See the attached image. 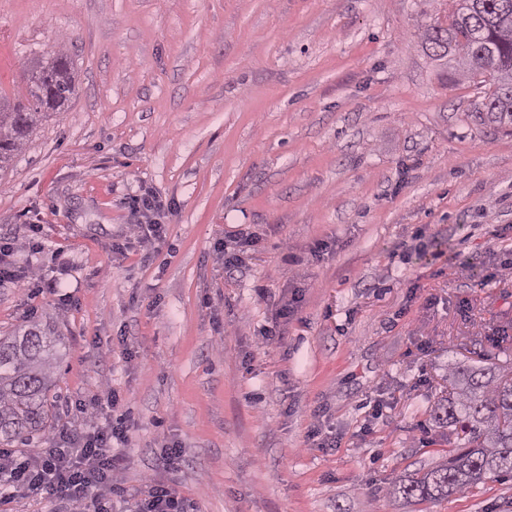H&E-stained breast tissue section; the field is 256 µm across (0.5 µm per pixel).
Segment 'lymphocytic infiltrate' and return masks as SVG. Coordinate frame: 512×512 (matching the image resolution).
Wrapping results in <instances>:
<instances>
[{
  "mask_svg": "<svg viewBox=\"0 0 512 512\" xmlns=\"http://www.w3.org/2000/svg\"><path fill=\"white\" fill-rule=\"evenodd\" d=\"M129 208L147 242L164 237L160 218L165 205L152 190L133 197ZM120 404L113 390L106 398L79 403L82 427L58 430L49 448L32 457L0 454V479L12 495L59 499L69 504L70 512H199L174 487L151 481L132 491L118 480L114 451L127 443L130 430L128 419L110 416Z\"/></svg>",
  "mask_w": 512,
  "mask_h": 512,
  "instance_id": "f902f5d3",
  "label": "lymphocytic infiltrate"
}]
</instances>
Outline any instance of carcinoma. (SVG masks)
Segmentation results:
<instances>
[{"label":"carcinoma","mask_w":512,"mask_h":512,"mask_svg":"<svg viewBox=\"0 0 512 512\" xmlns=\"http://www.w3.org/2000/svg\"><path fill=\"white\" fill-rule=\"evenodd\" d=\"M419 38L430 56L455 65L457 74L483 77L474 112L482 125L512 127V0H448L445 20ZM17 98L0 96V172L8 168L38 122L74 93L70 57L59 49L37 57L25 71ZM63 339L28 324L0 337V441L28 445L46 435L52 414V369ZM454 395L439 402L435 418L460 429L464 446L448 463L399 487L421 501L464 493L488 472L512 474V381L473 369L454 371Z\"/></svg>","instance_id":"carcinoma-1"}]
</instances>
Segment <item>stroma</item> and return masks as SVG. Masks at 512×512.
Masks as SVG:
<instances>
[{"label":"stroma","mask_w":512,"mask_h":512,"mask_svg":"<svg viewBox=\"0 0 512 512\" xmlns=\"http://www.w3.org/2000/svg\"><path fill=\"white\" fill-rule=\"evenodd\" d=\"M447 12L0 0V93L59 48L76 78L0 175V238L37 235L43 252L12 261L56 286L1 281L0 336L30 320L64 336L55 427L123 395L125 487L150 477L201 512H512L510 475L439 502L397 492L458 444L432 416L449 366H512V134L478 125L473 82L423 52ZM145 188L171 206L156 247L133 239ZM243 230L260 247L225 269ZM300 302L297 298L288 299L276 310L274 318H272V325L265 326L260 331V335L266 341L274 340L275 337L283 336L284 326L288 324V319L293 317L298 311L297 303ZM282 320V321H281Z\"/></svg>","instance_id":"stroma-1"}]
</instances>
